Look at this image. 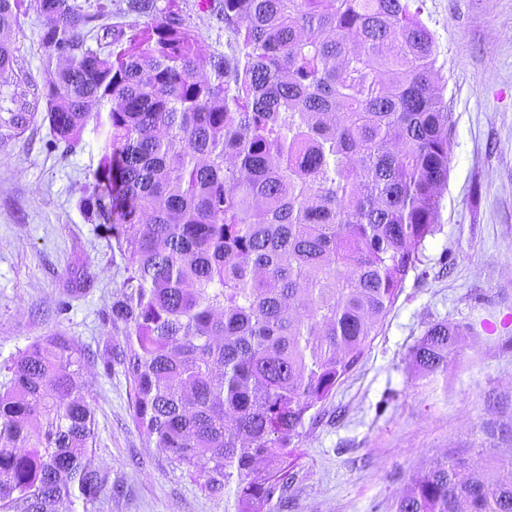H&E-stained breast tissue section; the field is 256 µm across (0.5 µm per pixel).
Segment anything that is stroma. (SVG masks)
I'll return each instance as SVG.
<instances>
[{
    "label": "stroma",
    "mask_w": 512,
    "mask_h": 512,
    "mask_svg": "<svg viewBox=\"0 0 512 512\" xmlns=\"http://www.w3.org/2000/svg\"><path fill=\"white\" fill-rule=\"evenodd\" d=\"M185 17L230 53L232 37L198 0ZM435 44V80L448 103L451 150L441 231L363 360L307 423L290 461L297 481L287 512H393L412 474L467 453L486 479L487 456L512 458V0H423ZM43 19L18 18L15 72L31 77L26 130L0 138V384L5 363L29 344L63 335L88 352L82 382L94 408L97 463L115 493L59 512H233V489L208 493L133 423L122 365H109L119 334L110 307L125 264L104 226L82 207L101 137L53 145L40 86ZM88 292L68 296L76 267ZM471 326L447 370L421 372L411 350L428 324Z\"/></svg>",
    "instance_id": "obj_1"
}]
</instances>
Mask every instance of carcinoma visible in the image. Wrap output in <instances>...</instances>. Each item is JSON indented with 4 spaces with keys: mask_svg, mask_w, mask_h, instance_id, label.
Masks as SVG:
<instances>
[{
    "mask_svg": "<svg viewBox=\"0 0 512 512\" xmlns=\"http://www.w3.org/2000/svg\"><path fill=\"white\" fill-rule=\"evenodd\" d=\"M135 0L136 24L97 0H35L54 142L103 137L84 205L125 263L112 302L129 410L234 512H270L311 411L363 357L439 231L448 106L415 0H205L235 41L214 50L178 0ZM25 0H0V86ZM0 111V137L31 122ZM464 328L437 322L413 351L448 368ZM67 336L4 366L0 512L93 504L109 488ZM489 482L460 454L414 475L395 512H512V459ZM266 468H258L259 463Z\"/></svg>",
    "mask_w": 512,
    "mask_h": 512,
    "instance_id": "obj_1",
    "label": "carcinoma"
}]
</instances>
